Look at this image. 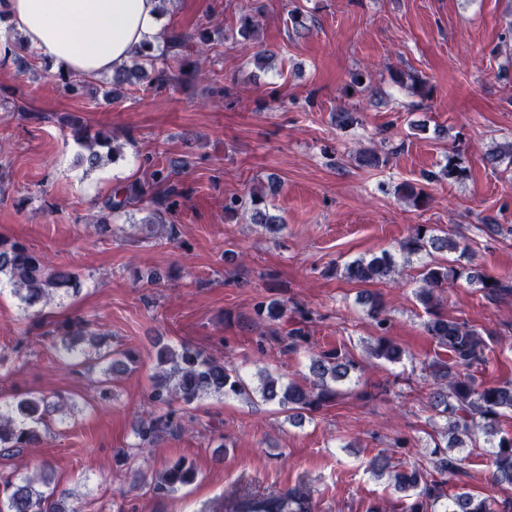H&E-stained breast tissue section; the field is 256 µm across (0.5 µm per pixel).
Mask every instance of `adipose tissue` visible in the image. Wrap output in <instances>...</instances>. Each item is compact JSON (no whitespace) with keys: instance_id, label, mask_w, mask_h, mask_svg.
<instances>
[{"instance_id":"adipose-tissue-1","label":"adipose tissue","mask_w":512,"mask_h":512,"mask_svg":"<svg viewBox=\"0 0 512 512\" xmlns=\"http://www.w3.org/2000/svg\"><path fill=\"white\" fill-rule=\"evenodd\" d=\"M0 22L42 62L85 76L128 63L162 30L160 0H0Z\"/></svg>"}]
</instances>
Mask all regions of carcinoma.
<instances>
[{
  "label": "carcinoma",
  "mask_w": 512,
  "mask_h": 512,
  "mask_svg": "<svg viewBox=\"0 0 512 512\" xmlns=\"http://www.w3.org/2000/svg\"><path fill=\"white\" fill-rule=\"evenodd\" d=\"M212 42V34L206 28L196 34L165 28L156 51L137 53L131 61L112 73V95L118 96L125 86L146 84L149 88H162L186 76L205 80L208 74L202 63L189 71L171 72L168 60L183 58L194 52L199 56L207 53L206 45ZM34 51L22 39L14 41L11 61L18 71L32 69ZM395 82L425 99L432 87L416 72L403 71ZM81 146L85 150L83 162L88 169L100 167L105 161H115L117 148L114 138L98 133L81 135ZM178 166L160 162L152 166L151 180L164 186L162 196L154 200L155 208L140 222L142 239L156 241L161 237L176 239L177 225L167 218L176 211L185 191L175 178ZM466 177V169L454 158H448L439 172L423 176L426 181L446 178L459 181ZM396 192L412 201L417 208L427 205V194L416 183L403 182ZM145 194L140 184L119 186L112 190L105 201L107 212H120ZM250 211L254 224H263L272 234L282 231L284 224L269 213L263 193L252 191L249 197H229L224 204L227 216L239 211ZM453 251L458 254L453 263H430L424 266L421 285L416 297L425 307L428 319L423 323L425 333L448 352V359L437 360L430 366L433 384L428 394L430 406L449 417L447 442L442 450H434L430 468L414 466L409 470L391 469L389 459L375 455L369 462L372 474L381 478L388 476L394 491L412 502L405 506L406 512H491L487 498L461 487L448 496L443 492L447 480L461 471L462 459L451 455L452 448H469L476 442V434L484 437L491 448L493 482L512 488V437L500 435V418L512 414V381L483 386L476 382L471 370L488 361L489 344L483 332L457 318L450 319L438 310L436 292L448 283L465 281L466 285L479 286L490 298L502 293H512V281L494 279L486 283L474 268L472 255L460 243L446 235H437L434 228L418 224L412 233L400 243L404 259L420 253ZM397 262L388 252L360 257L347 263L341 275L355 283L368 284L395 271ZM12 286V291L28 309L44 307L55 298L64 297L68 290L78 287V276L66 269L51 268L42 256L26 245L0 238V277ZM369 316L380 331L386 330L385 306L377 296L366 298ZM300 315L302 322L311 321V312L294 302L272 300L260 302L255 312L275 322L288 312ZM308 331L303 327L293 328L285 335L276 336L281 349L295 351L307 341ZM157 371L148 395L156 415L140 422L135 428L138 447L150 449L181 429L173 404L191 406L204 397L224 399H250L255 395L262 401L275 403L288 413L291 422L301 421L305 416L334 402L341 394L337 385L350 379L362 370L355 356L342 349H333L314 355L308 365V376L304 382L287 384L266 374L260 386L253 388L240 370L222 359H217L201 350L183 345L179 349L166 344H157ZM370 355L390 363L400 361L403 350L387 337L375 338ZM136 359L126 351H112V360L104 369L107 376L117 377L128 371ZM67 404L58 398L53 405L44 398L29 396L12 405L0 406V455L19 454L27 448H35L41 442V429L48 427L47 416L52 413L65 415ZM441 480L431 478V473ZM197 478L195 467L183 459L167 466L152 485L157 497H168L191 485ZM38 476L26 475L17 479L6 478L0 490V512H70L66 501L59 497L56 489L42 490L36 486ZM224 512H313L310 493L301 487H293L267 496L238 494L224 502Z\"/></svg>",
  "instance_id": "obj_1"
}]
</instances>
